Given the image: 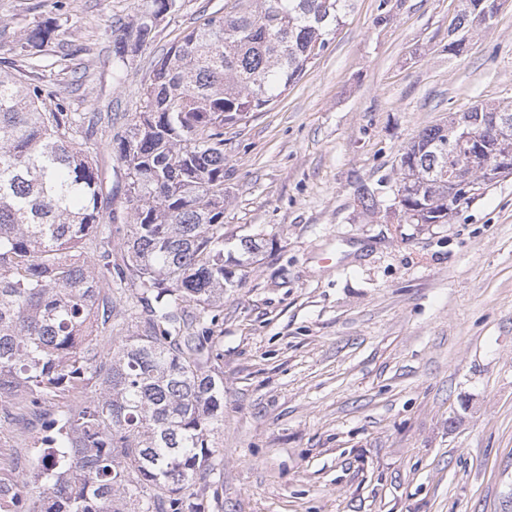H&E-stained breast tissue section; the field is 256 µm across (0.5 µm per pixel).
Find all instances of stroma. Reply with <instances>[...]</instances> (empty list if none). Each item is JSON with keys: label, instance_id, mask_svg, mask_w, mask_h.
<instances>
[{"label": "stroma", "instance_id": "stroma-1", "mask_svg": "<svg viewBox=\"0 0 512 512\" xmlns=\"http://www.w3.org/2000/svg\"><path fill=\"white\" fill-rule=\"evenodd\" d=\"M134 3L0 0V71L96 121L85 148L119 212L112 132L169 47L239 0H183L118 82L112 32ZM459 4L355 0L275 104L225 125L224 252L242 257L244 238L261 251L213 327L224 422L205 512H512V175L446 224L396 202L425 127L512 103V0L462 31ZM48 18L70 55L25 69L11 47ZM43 426L0 432L1 480H17L14 456L36 465Z\"/></svg>", "mask_w": 512, "mask_h": 512}]
</instances>
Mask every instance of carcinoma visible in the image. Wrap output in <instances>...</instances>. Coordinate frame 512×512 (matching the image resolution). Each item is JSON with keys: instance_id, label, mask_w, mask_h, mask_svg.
Wrapping results in <instances>:
<instances>
[{"instance_id": "1", "label": "carcinoma", "mask_w": 512, "mask_h": 512, "mask_svg": "<svg viewBox=\"0 0 512 512\" xmlns=\"http://www.w3.org/2000/svg\"><path fill=\"white\" fill-rule=\"evenodd\" d=\"M354 0H253L210 14L155 63L142 110L111 138L129 210L120 261L115 211L100 212L94 136L82 112L48 109L43 89L0 72V419L27 429L64 392L95 394L54 420L36 468L17 485L26 512H204L224 377L209 323L224 286V125L274 104L317 59ZM495 0H461L464 26ZM181 0H137L118 28L112 74L149 44ZM49 18L13 46L30 65L56 40ZM496 108L467 112L488 149L512 151ZM457 115L423 129L400 160L402 210L446 224L486 185ZM476 185L454 201L453 176Z\"/></svg>"}]
</instances>
